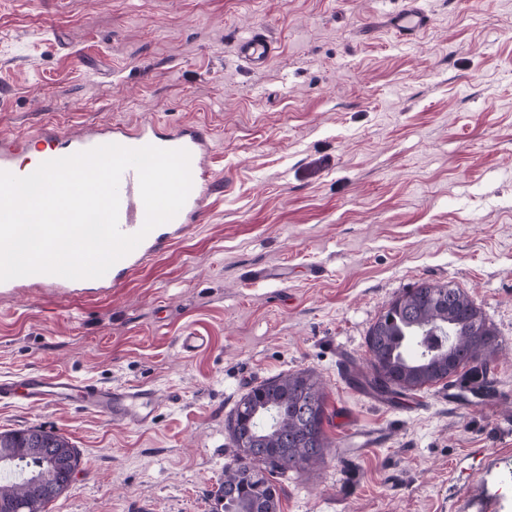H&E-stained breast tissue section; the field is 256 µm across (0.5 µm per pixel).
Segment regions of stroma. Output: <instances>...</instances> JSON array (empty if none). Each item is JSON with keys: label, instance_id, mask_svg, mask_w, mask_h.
I'll return each instance as SVG.
<instances>
[{"label": "stroma", "instance_id": "obj_1", "mask_svg": "<svg viewBox=\"0 0 512 512\" xmlns=\"http://www.w3.org/2000/svg\"><path fill=\"white\" fill-rule=\"evenodd\" d=\"M423 3L432 24L404 44V0H0V136L148 119L216 140L202 220L118 288L0 294V379L160 400L144 427L0 403V432L79 453L48 512H212L236 401L304 370L331 451L289 474L280 512H512V0ZM258 28L276 52L253 70L237 43ZM423 280L494 326L498 405L454 408L438 384L396 411L346 379L340 355L364 362L370 324ZM189 332L203 349H180ZM343 413L389 439L349 453Z\"/></svg>", "mask_w": 512, "mask_h": 512}]
</instances>
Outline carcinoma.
Masks as SVG:
<instances>
[{
	"label": "carcinoma",
	"instance_id": "obj_1",
	"mask_svg": "<svg viewBox=\"0 0 512 512\" xmlns=\"http://www.w3.org/2000/svg\"><path fill=\"white\" fill-rule=\"evenodd\" d=\"M369 372L360 385L392 404L461 375L460 388L477 399L495 392L497 333L473 299L449 282L423 280L391 299L369 326ZM322 383L312 371L287 372L263 380L236 402L225 430L232 458L219 483L220 512H279L281 478L293 460L309 471L325 462L330 444ZM38 428L0 433V471L14 479L0 483V499L42 512L36 483L65 480L32 444Z\"/></svg>",
	"mask_w": 512,
	"mask_h": 512
}]
</instances>
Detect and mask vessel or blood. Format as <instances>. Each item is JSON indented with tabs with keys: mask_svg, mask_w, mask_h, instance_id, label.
Returning <instances> with one entry per match:
<instances>
[{
	"mask_svg": "<svg viewBox=\"0 0 512 512\" xmlns=\"http://www.w3.org/2000/svg\"><path fill=\"white\" fill-rule=\"evenodd\" d=\"M430 17L419 0H407L405 8L389 20L390 31L399 39L414 38L427 27ZM273 43L265 30H254L237 44L239 57L252 68L266 67L273 56ZM43 143L45 160H55L86 151L104 144L115 143L128 148L153 145L164 149H185L191 156L192 188L180 212L169 222L155 227L128 255L117 261L109 271L97 279L70 280L57 275L34 274L32 285L58 292H73L93 288L107 293L118 287L130 274L149 258L171 246L184 236L192 224L200 222L205 202L213 190V182L203 179L210 152L214 149L210 131L199 124H177L164 128L144 121L130 126L115 122L107 126H88L79 134L69 135L54 125L44 126L36 136ZM28 142L15 139L0 143V171L24 175L18 156ZM119 228L123 233L138 232L145 221V208L140 196L139 176L135 169H126L120 179ZM23 396L31 404L68 405L80 402L87 410L133 426L152 422L158 396L145 387H117L83 384L72 381L61 373L41 374L23 382L0 380V400Z\"/></svg>",
	"mask_w": 512,
	"mask_h": 512,
	"instance_id": "obj_1",
	"label": "vessel or blood"
}]
</instances>
